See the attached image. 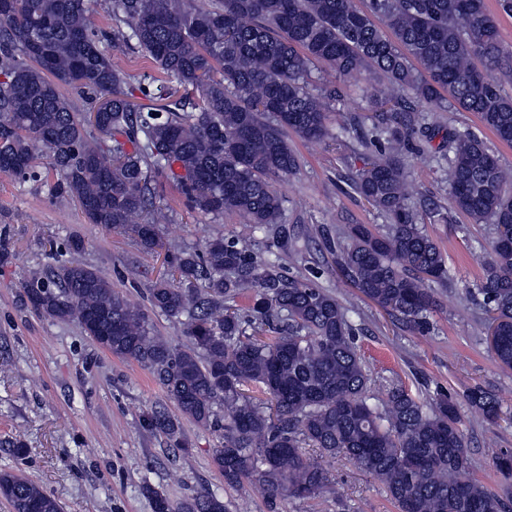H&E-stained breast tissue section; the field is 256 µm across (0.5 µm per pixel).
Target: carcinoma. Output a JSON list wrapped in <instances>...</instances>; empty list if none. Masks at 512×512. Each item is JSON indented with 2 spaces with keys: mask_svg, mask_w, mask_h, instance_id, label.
Segmentation results:
<instances>
[{
  "mask_svg": "<svg viewBox=\"0 0 512 512\" xmlns=\"http://www.w3.org/2000/svg\"><path fill=\"white\" fill-rule=\"evenodd\" d=\"M109 30H99L91 0H0V172L22 180L54 173L53 194L74 200L87 223L131 230L148 252L160 246L167 216L151 201V183L166 175L189 208L237 215L254 231L280 223L282 197L268 182L299 167L288 142L339 139L353 116L331 131L336 85L308 82L310 66L336 78L362 76L377 107L376 136L388 151L353 179L355 191L390 224L348 226L336 264L364 295L423 333L436 307L432 283L450 281L446 255L424 224L448 210L496 237L478 259L479 291L492 314L491 348L512 369V173L472 133L428 126L407 100L476 114L498 141L512 145V96L485 80L476 61L512 83L497 19L485 0H110ZM386 22L382 30L376 19ZM135 47L165 76L162 89L181 94L172 108L142 111L130 100L131 75L113 52ZM88 95V111L109 96L107 131L73 109L63 89ZM441 138L449 208L419 214L408 206L412 180L402 148L416 131ZM179 278L159 279L147 304L131 303L97 270L62 264L24 285L38 314L75 320L101 347L134 360L165 386L179 415L152 411L151 431L184 445L180 419L220 432L213 465L224 483L270 499H315L328 492L327 471L308 450L342 455L374 475L399 512H512L500 493L467 473V442L457 404L428 402L392 386L379 398L354 344L355 328L336 297L285 278L277 261H259L247 242L216 237L202 250L167 253ZM254 290L250 319L228 301ZM183 326L180 347L156 334L149 312ZM275 311L288 328L263 340L256 331ZM254 333H247V327ZM469 403L490 420L499 399L476 389ZM0 497L13 512H60L38 484L0 471ZM155 512H228L213 494L176 506L155 498Z\"/></svg>",
  "mask_w": 512,
  "mask_h": 512,
  "instance_id": "obj_1",
  "label": "carcinoma"
}]
</instances>
